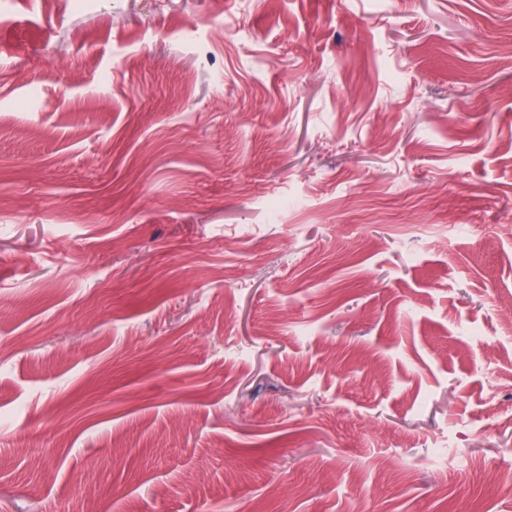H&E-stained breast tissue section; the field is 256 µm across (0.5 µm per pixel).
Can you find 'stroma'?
Instances as JSON below:
<instances>
[{
  "label": "stroma",
  "mask_w": 512,
  "mask_h": 512,
  "mask_svg": "<svg viewBox=\"0 0 512 512\" xmlns=\"http://www.w3.org/2000/svg\"><path fill=\"white\" fill-rule=\"evenodd\" d=\"M0 512H512V0H0Z\"/></svg>",
  "instance_id": "stroma-1"
}]
</instances>
